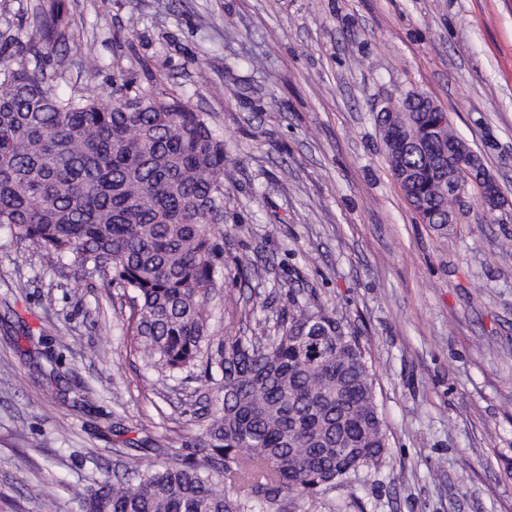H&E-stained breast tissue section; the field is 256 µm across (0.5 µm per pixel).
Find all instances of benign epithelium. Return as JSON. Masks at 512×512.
Masks as SVG:
<instances>
[{
    "instance_id": "1",
    "label": "benign epithelium",
    "mask_w": 512,
    "mask_h": 512,
    "mask_svg": "<svg viewBox=\"0 0 512 512\" xmlns=\"http://www.w3.org/2000/svg\"><path fill=\"white\" fill-rule=\"evenodd\" d=\"M446 134L447 131L431 126L415 134V139L425 142L437 138L447 142L441 155V159L448 160L442 189L457 200V207L448 211V223H460L465 199L472 188L476 190V200L485 215L493 217L498 212L511 214L512 202L504 197L495 178L481 165L477 152L469 142L460 135L449 141Z\"/></svg>"
}]
</instances>
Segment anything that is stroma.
<instances>
[{"label":"stroma","instance_id":"obj_1","mask_svg":"<svg viewBox=\"0 0 512 512\" xmlns=\"http://www.w3.org/2000/svg\"><path fill=\"white\" fill-rule=\"evenodd\" d=\"M50 4L0 0V53L64 95L170 94L224 137L212 341L308 301L373 364L379 468L287 512H512V220L421 223L375 123L430 96L512 198V0H65L49 47ZM72 264L0 228V512H82L136 443L182 454L207 424L199 372L140 357L131 291ZM65 14L64 0H54L50 10L42 14L37 27L45 43L53 41L55 32L65 20Z\"/></svg>","mask_w":512,"mask_h":512}]
</instances>
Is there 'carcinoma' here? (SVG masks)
Returning <instances> with one entry per match:
<instances>
[{"mask_svg": "<svg viewBox=\"0 0 512 512\" xmlns=\"http://www.w3.org/2000/svg\"><path fill=\"white\" fill-rule=\"evenodd\" d=\"M54 0L38 30L51 43L65 20ZM63 75L0 56V226L74 276L112 271L133 291L146 365L189 372L206 358L214 404L204 447L164 464L131 454L123 474L91 488L83 512H276L288 499L345 486L388 446L375 373L341 319L297 303L272 336L227 341L208 355L204 298L214 281L212 225L224 219V138L202 112L153 93L104 100L63 96ZM448 121L402 97L377 114L382 138ZM432 145L390 169L414 172L408 201L448 233Z\"/></svg>", "mask_w": 512, "mask_h": 512, "instance_id": "carcinoma-1", "label": "carcinoma"}]
</instances>
